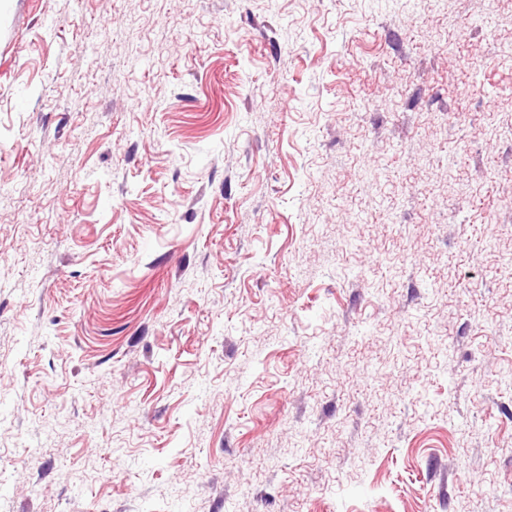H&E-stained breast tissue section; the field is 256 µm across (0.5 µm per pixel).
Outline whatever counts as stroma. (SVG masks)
Returning a JSON list of instances; mask_svg holds the SVG:
<instances>
[{
  "instance_id": "obj_1",
  "label": "stroma",
  "mask_w": 512,
  "mask_h": 512,
  "mask_svg": "<svg viewBox=\"0 0 512 512\" xmlns=\"http://www.w3.org/2000/svg\"><path fill=\"white\" fill-rule=\"evenodd\" d=\"M0 512H512V0H0Z\"/></svg>"
}]
</instances>
